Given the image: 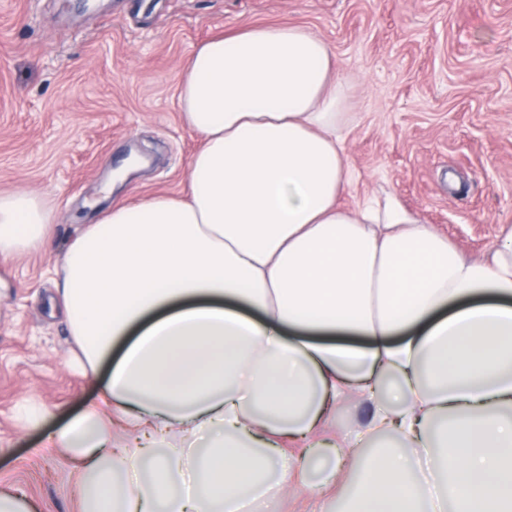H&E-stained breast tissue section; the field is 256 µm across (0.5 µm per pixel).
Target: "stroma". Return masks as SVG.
Wrapping results in <instances>:
<instances>
[{"label":"stroma","instance_id":"35a3bbf8","mask_svg":"<svg viewBox=\"0 0 512 512\" xmlns=\"http://www.w3.org/2000/svg\"><path fill=\"white\" fill-rule=\"evenodd\" d=\"M281 23L327 41L348 85L343 205L395 194L472 259L512 226V0H0V194L26 189L56 214L45 249L0 260L15 284L0 301V491L81 512L72 457L47 436L98 405L105 375L67 362L55 267L129 152L145 165L113 198L187 191L200 141L178 96L193 46ZM24 397L51 410L38 426L16 419Z\"/></svg>","mask_w":512,"mask_h":512}]
</instances>
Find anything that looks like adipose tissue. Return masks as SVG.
<instances>
[{"mask_svg":"<svg viewBox=\"0 0 512 512\" xmlns=\"http://www.w3.org/2000/svg\"><path fill=\"white\" fill-rule=\"evenodd\" d=\"M311 30L197 44L179 90L202 138L189 190L113 203L56 270L101 405L49 437L82 465L84 512H263L336 486V512H512V233L465 258L391 194L354 207L346 86ZM54 215L0 195V258ZM369 406L310 480L340 406Z\"/></svg>","mask_w":512,"mask_h":512,"instance_id":"adipose-tissue-1","label":"adipose tissue"}]
</instances>
